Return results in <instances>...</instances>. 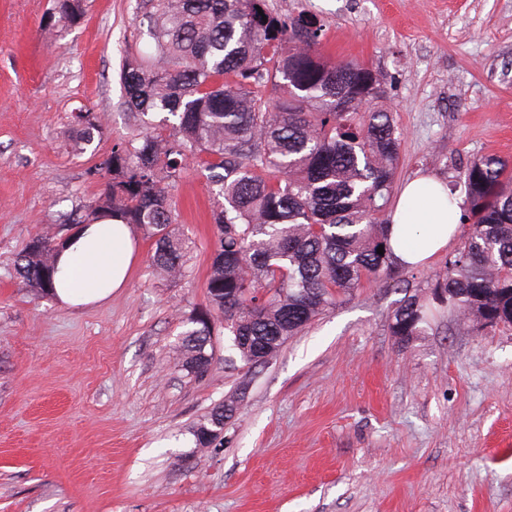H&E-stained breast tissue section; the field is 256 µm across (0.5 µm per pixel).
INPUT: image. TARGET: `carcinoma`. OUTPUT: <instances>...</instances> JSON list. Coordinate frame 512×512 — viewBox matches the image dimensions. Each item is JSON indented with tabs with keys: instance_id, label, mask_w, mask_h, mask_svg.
Segmentation results:
<instances>
[{
	"instance_id": "1",
	"label": "carcinoma",
	"mask_w": 512,
	"mask_h": 512,
	"mask_svg": "<svg viewBox=\"0 0 512 512\" xmlns=\"http://www.w3.org/2000/svg\"><path fill=\"white\" fill-rule=\"evenodd\" d=\"M57 24L81 22L85 0H54ZM152 39L147 55L129 53L121 71L126 106L137 122L95 172L105 179L62 224L118 219L155 239L153 264L186 273L183 240L172 233L170 190L193 157L219 187L217 234L206 305L178 346L182 367L207 373L206 347L224 320L243 366L262 365L288 339L366 283L399 281L386 217L399 164L400 135L382 108V81L361 63L320 51L321 26L284 19L266 0H139ZM275 97L267 99L261 89ZM164 114L162 124L153 117ZM73 153L102 132L100 116L75 115ZM469 224L461 246L430 279L431 300L477 324L512 326V163L495 155L459 172ZM57 238L32 237L16 264L37 295L53 289ZM383 247L384 254L377 253ZM431 307L404 294L390 330L408 346L424 333ZM234 397L198 423L195 445L208 448L233 417Z\"/></svg>"
}]
</instances>
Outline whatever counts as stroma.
I'll use <instances>...</instances> for the list:
<instances>
[{
    "mask_svg": "<svg viewBox=\"0 0 512 512\" xmlns=\"http://www.w3.org/2000/svg\"><path fill=\"white\" fill-rule=\"evenodd\" d=\"M267 4L315 16L325 57L378 74L402 134L396 186L512 160V0ZM135 6L86 0L49 39L54 0H0V512H512V326L438 310L405 348L390 330L445 255L338 301L252 371L216 326L192 377L176 346L206 301L221 203L192 160L171 190L185 277L156 272L140 231L127 285L101 304L61 307L20 283L26 243L68 235L57 216L99 192L95 165L132 130L120 71L150 46ZM85 109L103 132L76 156ZM241 386L223 433L196 447L195 425Z\"/></svg>",
    "mask_w": 512,
    "mask_h": 512,
    "instance_id": "35a3bbf8",
    "label": "stroma"
}]
</instances>
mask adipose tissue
Instances as JSON below:
<instances>
[{
  "instance_id": "obj_1",
  "label": "adipose tissue",
  "mask_w": 512,
  "mask_h": 512,
  "mask_svg": "<svg viewBox=\"0 0 512 512\" xmlns=\"http://www.w3.org/2000/svg\"><path fill=\"white\" fill-rule=\"evenodd\" d=\"M460 202L429 175L405 184L391 215L390 242L398 262L425 265L459 232ZM135 259L133 227L112 220L80 225L55 252L53 301L78 307L100 303L125 286Z\"/></svg>"
}]
</instances>
